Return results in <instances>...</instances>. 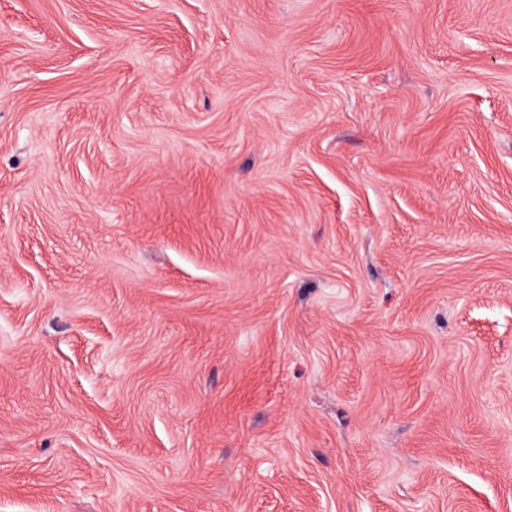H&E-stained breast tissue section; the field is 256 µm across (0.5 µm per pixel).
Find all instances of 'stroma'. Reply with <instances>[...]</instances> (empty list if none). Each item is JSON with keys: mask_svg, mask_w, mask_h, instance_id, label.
<instances>
[{"mask_svg": "<svg viewBox=\"0 0 512 512\" xmlns=\"http://www.w3.org/2000/svg\"><path fill=\"white\" fill-rule=\"evenodd\" d=\"M0 512H512V0H0Z\"/></svg>", "mask_w": 512, "mask_h": 512, "instance_id": "1", "label": "stroma"}]
</instances>
